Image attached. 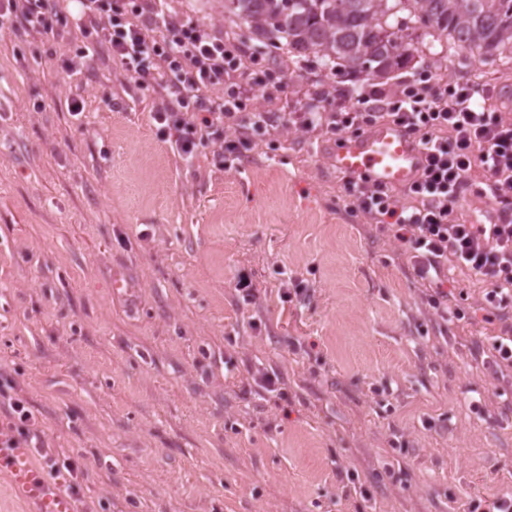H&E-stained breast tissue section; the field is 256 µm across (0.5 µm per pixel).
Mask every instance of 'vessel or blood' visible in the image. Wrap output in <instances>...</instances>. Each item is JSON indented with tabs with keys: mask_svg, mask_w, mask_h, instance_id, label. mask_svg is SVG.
I'll list each match as a JSON object with an SVG mask.
<instances>
[{
	"mask_svg": "<svg viewBox=\"0 0 512 512\" xmlns=\"http://www.w3.org/2000/svg\"><path fill=\"white\" fill-rule=\"evenodd\" d=\"M329 162L338 174L398 189L417 179L425 154L404 128L382 122L365 133L338 140ZM0 471L8 473L13 493L35 501L39 512H72L70 499L53 487L25 445L0 447Z\"/></svg>",
	"mask_w": 512,
	"mask_h": 512,
	"instance_id": "b4317fda",
	"label": "vessel or blood"
}]
</instances>
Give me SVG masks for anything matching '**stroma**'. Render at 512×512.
<instances>
[{"label":"stroma","mask_w":512,"mask_h":512,"mask_svg":"<svg viewBox=\"0 0 512 512\" xmlns=\"http://www.w3.org/2000/svg\"><path fill=\"white\" fill-rule=\"evenodd\" d=\"M170 5L280 75L259 110L310 112L312 83L344 86L205 0ZM77 45L64 14L0 32V372L77 512H467L512 495V369L476 350L500 328L483 284L444 283L464 319L429 306L394 229L331 169L336 136L283 124L239 169L185 162L119 63L66 72ZM432 71L481 73L512 113V68L457 51ZM289 278L305 290L287 302Z\"/></svg>","instance_id":"stroma-1"}]
</instances>
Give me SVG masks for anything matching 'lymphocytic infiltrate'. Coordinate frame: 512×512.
<instances>
[{
  "mask_svg": "<svg viewBox=\"0 0 512 512\" xmlns=\"http://www.w3.org/2000/svg\"><path fill=\"white\" fill-rule=\"evenodd\" d=\"M75 25L84 39L67 61L69 72L98 55L120 63L127 86L152 92V118L172 151L185 159L211 148V162L236 169L256 136L276 128L277 116L254 109L265 79L248 70L233 38L223 30L161 10L156 0H75ZM59 0H0V29L50 32ZM490 85L470 79L401 81L391 96L370 93L373 105L337 94L330 112H292L291 127H319L360 134L383 121L404 127L426 154V164L404 195L346 179L355 206L377 223L396 228L418 277L438 284L430 306L461 318L441 284L449 267L468 270L484 285L486 307L504 311L512 302V117L491 104ZM232 136H225V129ZM482 172L481 196L494 202L481 224H463L455 207L474 172ZM0 410L11 419L0 444L42 448L39 430L9 378L0 376Z\"/></svg>",
  "mask_w": 512,
  "mask_h": 512,
  "instance_id": "lymphocytic-infiltrate-1",
  "label": "lymphocytic infiltrate"
}]
</instances>
